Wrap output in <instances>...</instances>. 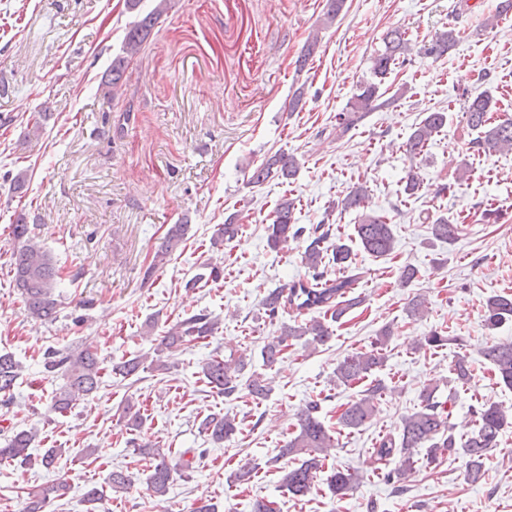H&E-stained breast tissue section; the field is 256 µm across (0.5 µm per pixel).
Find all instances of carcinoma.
<instances>
[{"label": "carcinoma", "instance_id": "cac0c4a2", "mask_svg": "<svg viewBox=\"0 0 512 512\" xmlns=\"http://www.w3.org/2000/svg\"><path fill=\"white\" fill-rule=\"evenodd\" d=\"M170 0H159L153 10L134 22L125 33L121 53L112 58L106 75L105 85L114 92L122 87L125 72L133 58L141 51L150 38L160 14L167 10ZM458 41V33L453 28L436 33L431 43L423 47V54L442 57L453 49ZM384 50L372 59L373 79L359 82L343 112L336 115V131L345 136L359 126L370 113L391 105L394 97L386 98L381 92L387 75L398 61L411 51L406 31L401 27L391 28L385 35ZM494 106L493 96L484 92L466 105L464 114L470 131L476 133L472 144L488 152L512 151V118L491 121L490 112ZM448 123V113L431 111L414 127L406 143L407 152L416 156L422 152L433 134L441 131ZM299 169L298 160L289 154L276 152L256 165L250 173L249 183L260 186L277 178L288 181L295 178ZM367 188L358 184L351 188L341 200L344 210L359 212L358 224L354 225L355 240L363 252L383 258L394 250L395 237L389 220L384 215L365 210ZM294 201L284 198L277 203L272 224L267 226L268 246L281 250L304 233V227L296 224ZM425 220L431 224L432 236L443 242L453 243L462 232L456 220L440 215H427ZM189 230L187 224L172 225L155 254V263L150 265L145 276H150L184 242ZM240 225L231 221L217 225L211 244L215 247L232 242L239 234ZM12 236L19 246L13 253L14 283L18 288L25 308L30 317L52 322L57 318L59 307L54 298V288L60 279L59 268L53 258L29 236V228L24 216H19L12 225ZM328 231L317 226L313 237L301 255L302 262L312 271L311 278L288 283L284 288L274 289L263 298L265 314L275 317L279 312H295L299 315L311 313L303 324H284L280 333L268 336L260 348L262 361L267 366L276 364L292 340L304 341L305 347L325 344L331 335L329 327L321 320L328 315L338 321L348 312L363 304V298L353 295V289L359 279V273L352 267L353 252L349 245L336 241L326 246ZM339 266L342 275L333 279L325 278V258ZM512 320V294L503 293L490 296L483 309V322L488 330H495L503 323ZM218 322L209 315L199 313L180 320L159 336L153 349L155 370L165 371L168 364L164 357H171L188 348L193 342L214 335ZM392 331L381 329L371 349L352 352L345 355L336 365V385L349 386L370 379L368 387L356 400L351 401L341 413L338 424L343 429L358 430L365 426L376 412V404L389 391L383 380L374 377L384 362L383 347L387 344ZM483 357L493 366L498 382L512 388V342H490L483 350ZM144 356H135L112 366V372L122 379H130L139 374ZM44 368L50 373H58L64 384L52 398V409L65 413L76 404L97 392L102 383L103 362L92 345L82 343L78 347L64 350L49 349L44 355ZM246 363L243 358H221L217 355L207 359L201 365V374L206 383L218 393L229 398L245 393L251 400L261 402L269 398L271 388L263 377L255 372L244 375ZM454 381L466 384L471 377L470 363L466 356H457L453 368ZM19 364L9 353L0 354V394L11 395L19 378ZM437 387L426 386L420 391V408L404 416L399 426L398 436H384L374 448V454L383 461L399 458L394 474L401 477L414 469V454L423 449L427 459L433 461L439 449L444 448L459 454L466 467L468 476L476 480L480 476L481 460L488 452L498 447L502 430L512 425V411L497 402L486 401L472 407L476 429L471 435L456 439L446 418L442 403L435 400ZM317 406L312 405L298 417V434L288 440L281 455L295 457V465L283 477V485L295 498L307 496L313 489L317 474L324 467L328 451L334 447V441L323 421L316 416ZM121 418L130 430L143 425V418L134 400L125 399ZM200 429L209 440L216 444L230 440L240 432V423L236 417L227 414H213L202 420ZM37 436V430L17 429L0 448V458L16 461L22 467L38 464L49 470L55 466L62 449L49 448L36 461L28 453ZM141 454L150 458L148 473L145 477V490L151 497H162L176 481L189 477L198 463L192 449L182 452L174 465L168 462L161 448L148 443L140 445ZM358 476L345 469L336 468L326 478V486L332 496L343 499L351 495L356 487ZM70 490V478L61 477L47 486L20 488L17 496L22 502V512H46L52 502L65 496Z\"/></svg>", "mask_w": 512, "mask_h": 512}]
</instances>
